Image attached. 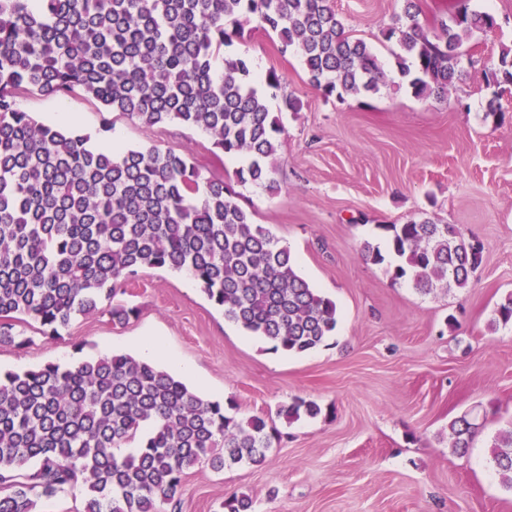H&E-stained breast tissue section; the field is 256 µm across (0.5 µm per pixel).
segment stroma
<instances>
[{"mask_svg": "<svg viewBox=\"0 0 512 512\" xmlns=\"http://www.w3.org/2000/svg\"><path fill=\"white\" fill-rule=\"evenodd\" d=\"M476 4L499 26L465 45L498 57L512 48V0ZM334 5L349 33L393 69L381 31L399 0ZM232 49L248 54L258 72L282 73L286 92L301 103L282 115L279 191L248 185L238 202L289 248L298 273L336 302L334 336L305 354L272 352L227 321L194 278L146 268L120 296L138 309L125 327H113L105 313L79 315L50 340L17 324L28 344L1 346L0 369L112 352L138 358L140 341L151 337L165 348L158 365L171 373L190 366L186 382L199 394L271 418L281 442L263 464L220 472L196 465L176 495L179 512H224L235 492L249 494L255 512H512V491L496 478L490 448L512 429V328L488 327L512 292V94L501 99L500 124L484 116L494 89L477 69L442 97L385 89L339 103L323 99L275 36L256 30ZM20 104L56 126L64 112L86 132L110 123L127 148L189 152L228 181L237 166L200 130L146 127L76 94H31ZM420 210L481 243L482 263L467 288L423 294L361 257L379 225L405 223ZM297 397L316 402L320 415L292 423L278 416ZM464 413L477 415L481 429L458 457L448 448V424Z\"/></svg>", "mask_w": 512, "mask_h": 512, "instance_id": "obj_1", "label": "stroma"}]
</instances>
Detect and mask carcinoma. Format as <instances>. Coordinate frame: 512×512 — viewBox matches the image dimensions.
<instances>
[{
	"label": "carcinoma",
	"instance_id": "carcinoma-1",
	"mask_svg": "<svg viewBox=\"0 0 512 512\" xmlns=\"http://www.w3.org/2000/svg\"><path fill=\"white\" fill-rule=\"evenodd\" d=\"M400 2L382 30L396 40L394 66L415 97L444 96L481 63L464 38L495 31L496 17L451 0L431 29L421 0ZM255 28L296 53L326 99L387 86L377 53L349 35L333 0H0V345H25L18 323L49 339L78 314L106 312L125 325L137 309L117 292L145 267L187 271L226 320L274 352L303 354L333 336L336 303L237 203L234 184L207 176L187 152L153 146L115 156L18 106L25 93L79 94L144 126L200 129L239 161L235 184L274 192L282 122L269 100H281L282 112L300 103L283 93L277 70L259 89L250 58L224 52ZM483 71L487 84L512 89V48ZM381 228L392 278L421 291L464 288L481 265L482 245L423 211ZM361 256L386 262L368 240ZM507 325L512 293L490 321ZM320 413L301 398L280 410L290 421ZM448 430L454 453L466 456L474 419L458 416ZM277 440L264 416L239 418L128 354L0 372V512H40L39 502L66 490L82 495V512H160L196 463L260 465ZM131 444L135 451L120 453ZM493 468L512 490V430L495 440ZM224 512H254L253 500L234 493Z\"/></svg>",
	"mask_w": 512,
	"mask_h": 512
}]
</instances>
